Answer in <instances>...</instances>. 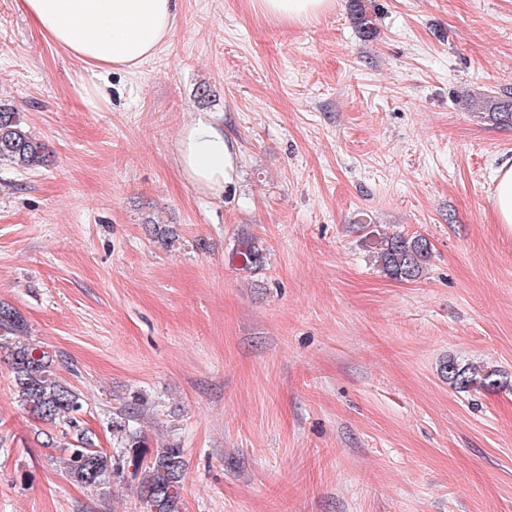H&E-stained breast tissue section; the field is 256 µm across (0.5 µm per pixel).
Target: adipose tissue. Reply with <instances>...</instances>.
<instances>
[{"label":"adipose tissue","mask_w":512,"mask_h":512,"mask_svg":"<svg viewBox=\"0 0 512 512\" xmlns=\"http://www.w3.org/2000/svg\"><path fill=\"white\" fill-rule=\"evenodd\" d=\"M333 0H251L252 9L291 23L328 10ZM24 13L54 45L92 75L74 86L92 110L107 98L96 78L114 69L134 70L169 38L178 0H21ZM177 164L197 191L217 195L237 175L238 147L222 125L199 116L183 126L175 148Z\"/></svg>","instance_id":"ef3b65f1"}]
</instances>
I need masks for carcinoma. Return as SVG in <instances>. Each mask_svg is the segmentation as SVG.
I'll return each mask as SVG.
<instances>
[{"label":"carcinoma","mask_w":512,"mask_h":512,"mask_svg":"<svg viewBox=\"0 0 512 512\" xmlns=\"http://www.w3.org/2000/svg\"><path fill=\"white\" fill-rule=\"evenodd\" d=\"M353 19L364 31L371 29L372 19L362 0H350ZM487 117L494 121H512V100H488ZM45 162V148L22 125L20 113L0 104V164L37 168ZM381 270L392 279L414 281L422 277L430 255V242L421 236L392 235L379 238L375 246ZM247 270L261 266L262 249L247 242L239 252ZM0 335L11 338L9 360L15 398L20 406L42 422L62 426L68 458L64 468L68 476L90 489H104L110 476L131 467V478L138 479L137 492L144 512H180L181 491L185 476L182 450L162 448L151 457L141 453V436L131 431L117 455L95 448L88 431L80 428L83 405L80 394L62 383L54 373V359L49 352L30 342L26 324L10 305L0 302ZM496 371L475 365L448 361V379L460 389L497 385Z\"/></svg>","instance_id":"carcinoma-1"}]
</instances>
